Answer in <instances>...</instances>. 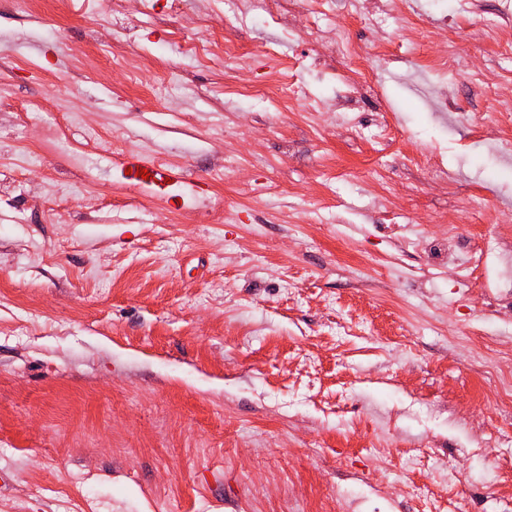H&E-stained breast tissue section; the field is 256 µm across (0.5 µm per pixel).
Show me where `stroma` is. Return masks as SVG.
Listing matches in <instances>:
<instances>
[{
    "label": "stroma",
    "mask_w": 512,
    "mask_h": 512,
    "mask_svg": "<svg viewBox=\"0 0 512 512\" xmlns=\"http://www.w3.org/2000/svg\"><path fill=\"white\" fill-rule=\"evenodd\" d=\"M170 2L127 0L116 15L110 0H69L27 20L0 4V62L14 66L0 69V103L21 97L37 114L0 123V512H323L334 485L346 512H422L419 488L450 465L463 479L446 491L469 512H512L499 483L512 447L495 460L470 441L480 421L512 432V409L484 406L479 372L487 346L512 348V313L469 290L460 261L433 265L421 237L443 232L440 216L460 236H494L475 212L486 186L512 215L479 84L445 83L429 66L436 45L342 0L299 41L222 9L245 52L232 79L170 39L191 30L199 0L175 17ZM505 4L461 17L457 0H412L429 25L455 19L459 52L506 73L512 58L473 39ZM331 24L397 57L378 91L338 112L348 58L323 63L317 44ZM116 41L151 59L172 95L146 103L110 56L88 63V44ZM264 45L296 61L303 111L234 92L238 78L267 82ZM443 91L448 109L434 111ZM383 112L397 120L384 150L371 135ZM57 124L89 161L84 182L59 177L55 152L26 164ZM90 125L111 147L83 138ZM415 147L437 154L445 182L410 163ZM128 150L205 176L228 158L260 190L241 200L217 185L227 216L201 200L168 209L118 188L105 160ZM376 168L402 191L393 204L377 201ZM451 317L465 347L448 342ZM388 432L404 445L385 457L370 443Z\"/></svg>",
    "instance_id": "1"
}]
</instances>
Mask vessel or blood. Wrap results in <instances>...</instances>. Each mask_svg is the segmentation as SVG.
<instances>
[{"label":"vessel or blood","instance_id":"vessel-or-blood-1","mask_svg":"<svg viewBox=\"0 0 512 512\" xmlns=\"http://www.w3.org/2000/svg\"><path fill=\"white\" fill-rule=\"evenodd\" d=\"M117 164L126 172L125 185L134 186L146 192L155 191L156 201L164 205L172 202L171 195L167 193L168 186L186 189L191 195L197 197L207 196L213 187L210 180L199 177L181 163L155 160L138 151L121 154ZM139 168L147 170V177L136 176L135 171Z\"/></svg>","mask_w":512,"mask_h":512}]
</instances>
